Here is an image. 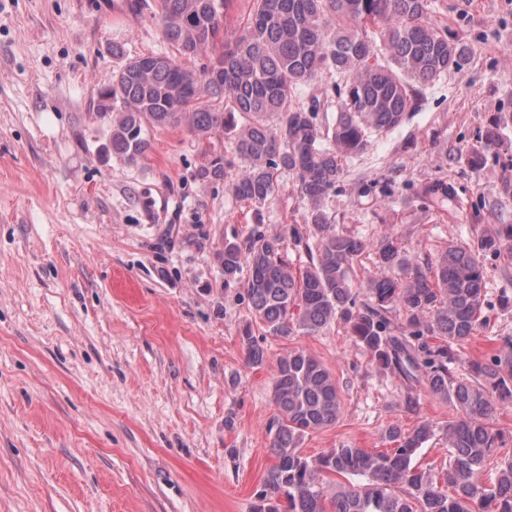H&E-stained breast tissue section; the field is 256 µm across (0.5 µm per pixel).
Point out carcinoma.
Instances as JSON below:
<instances>
[{"label": "carcinoma", "mask_w": 512, "mask_h": 512, "mask_svg": "<svg viewBox=\"0 0 512 512\" xmlns=\"http://www.w3.org/2000/svg\"><path fill=\"white\" fill-rule=\"evenodd\" d=\"M224 5L158 0L155 17L173 52L125 61L98 93L97 117L112 154L134 166L150 147L151 127H184L209 140L232 124L234 151L244 163L234 196L259 215L278 190L277 177L295 176L309 210L291 236L297 243L316 239V256L299 277L281 257V238L258 227L219 250L224 282L247 273L250 312L262 330L259 338L244 331L247 364H265L268 336L313 335L342 320L370 360L401 381L407 410L417 411L413 384L422 383L456 411L445 428L448 466L438 472L414 463L434 436L427 421L410 432L386 427L381 438L394 445L390 450L341 444L309 457L305 437L336 424L341 400L327 367L291 350L276 362L274 463L253 512H512V458H496L502 440L491 425L497 407L512 404V336L501 337L491 358L468 361L466 374L456 370L458 346L492 308L480 256L512 255V224L485 233L475 251L450 247L422 266L408 258L397 235L370 243L344 234L325 209L340 188L342 158L362 151L369 132L401 124L419 94L415 85L461 69L465 44L429 20L430 0H254L240 35L226 45ZM201 54L209 62L200 68L182 65L181 58ZM325 73L340 78L331 126L317 122L318 98L302 101V89L315 88ZM196 177L224 179V156L209 155ZM369 249L381 270L395 274L369 279L361 300L351 270ZM397 311L405 316L400 325L393 321ZM493 460L494 472L482 479Z\"/></svg>", "instance_id": "cac0c4a2"}]
</instances>
